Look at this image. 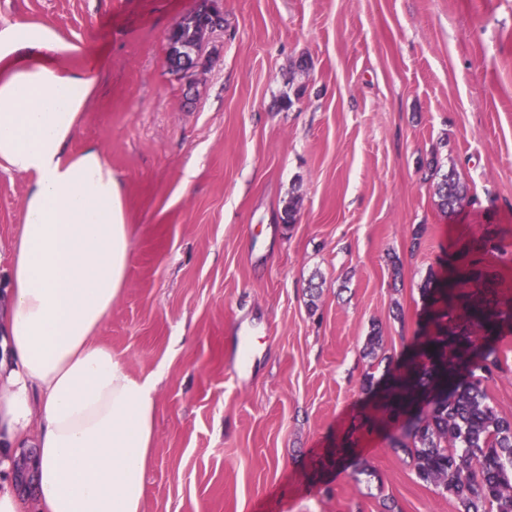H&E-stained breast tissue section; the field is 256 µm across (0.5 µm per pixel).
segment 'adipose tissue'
<instances>
[{
    "label": "adipose tissue",
    "mask_w": 512,
    "mask_h": 512,
    "mask_svg": "<svg viewBox=\"0 0 512 512\" xmlns=\"http://www.w3.org/2000/svg\"><path fill=\"white\" fill-rule=\"evenodd\" d=\"M48 20L0 24V169L28 176L0 329V471L35 450L31 498L0 483V512H142L157 380L132 375L98 333L127 285L123 186L106 156L75 155L94 67Z\"/></svg>",
    "instance_id": "adipose-tissue-1"
}]
</instances>
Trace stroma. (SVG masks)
Wrapping results in <instances>:
<instances>
[{"label": "stroma", "mask_w": 512, "mask_h": 512, "mask_svg": "<svg viewBox=\"0 0 512 512\" xmlns=\"http://www.w3.org/2000/svg\"><path fill=\"white\" fill-rule=\"evenodd\" d=\"M198 2L0 0L101 58L69 149L125 188L132 260L98 339L158 379L143 512H457L389 427H359L360 380L371 328L394 364L432 331L421 285L459 244L512 252V0H220L186 80L167 34ZM451 167L470 201L450 216ZM28 183L0 169V293ZM496 345L512 419V330ZM434 194L437 197V206L448 214H453L462 208L468 198L466 185L461 182L452 167L448 169V172L440 175Z\"/></svg>", "instance_id": "35a3bbf8"}]
</instances>
